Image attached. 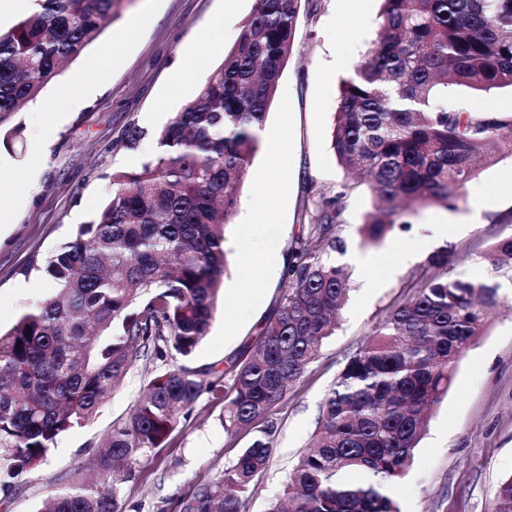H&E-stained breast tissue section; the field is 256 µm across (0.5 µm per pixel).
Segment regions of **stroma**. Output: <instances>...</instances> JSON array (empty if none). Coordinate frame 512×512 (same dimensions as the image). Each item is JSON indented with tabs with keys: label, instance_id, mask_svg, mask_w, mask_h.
Listing matches in <instances>:
<instances>
[{
	"label": "stroma",
	"instance_id": "1",
	"mask_svg": "<svg viewBox=\"0 0 512 512\" xmlns=\"http://www.w3.org/2000/svg\"><path fill=\"white\" fill-rule=\"evenodd\" d=\"M253 7L254 0H122L83 56L64 65L42 91L41 100L54 102L65 114L51 127L46 143L37 139L40 119L33 105L0 117L1 327H9L51 291L48 277L27 273L30 260L52 252L78 225L95 220L111 190L112 174L136 169L150 155L153 133L194 98ZM380 7V0H357L353 10L346 0H301L293 53L269 108L242 205L225 232L231 255L223 296L189 367L223 369L226 357L253 343L288 283L279 271L236 294L259 255V226L250 211L260 208L277 224L279 256L286 264L300 232L304 202L333 194L345 182L331 147L339 86L368 50ZM142 14L147 24L122 63L108 72L96 93L70 103L73 82L87 61L129 19ZM218 15L224 18L220 29L213 24ZM448 106L510 116L512 91L477 94L453 87ZM132 125L145 136L129 148L123 136ZM34 166L39 177L30 185L26 177ZM268 172L276 176L275 190L260 201L258 180ZM510 172L512 150L505 148L479 170L454 207L421 209L410 216L409 229L395 230L377 245L364 243L359 232L371 206L367 186L350 194L340 217L343 248L331 259L349 273L351 291L335 335L272 415L277 427L273 459L256 479L247 512H265L268 500L282 490L312 439L337 375L428 255L448 250L455 258L452 273L487 278L482 253L497 238L512 235V201L499 194L501 178ZM21 191L28 201L12 209L13 196ZM438 224L452 225L454 235L436 237ZM397 249L412 258L389 267L387 260ZM369 280L375 283L370 290L365 287ZM499 296L501 308L463 353L447 395L432 411L414 465L396 487L402 512H489L500 482L512 476V287L500 289ZM154 371L142 361L132 366L91 422L61 436L46 461L21 476L10 494L0 493V512H39L47 496L75 471H89L113 421L128 416ZM222 412V405L208 397L197 401L190 419L178 425L154 463L126 483V512H157L163 495L166 512H178L180 498L223 472L252 434L227 436L219 421Z\"/></svg>",
	"mask_w": 512,
	"mask_h": 512
}]
</instances>
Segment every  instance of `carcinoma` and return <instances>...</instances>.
<instances>
[{
    "instance_id": "cac0c4a2",
    "label": "carcinoma",
    "mask_w": 512,
    "mask_h": 512,
    "mask_svg": "<svg viewBox=\"0 0 512 512\" xmlns=\"http://www.w3.org/2000/svg\"><path fill=\"white\" fill-rule=\"evenodd\" d=\"M301 0H255L223 62L154 135L160 151L112 174L96 219L26 272L53 292L0 331V490L44 461L62 435L89 423L140 358L164 369L96 454V473L49 496L43 512H123L122 485L153 462L204 394L224 403V432L255 436L224 473L199 484L180 512H246L274 454L271 412L336 330L348 292L326 258L354 186L305 212L288 288L258 326L254 347L222 370L177 363L207 336L226 271L224 228L295 41ZM377 39L342 81L331 147L348 178H364L372 210L364 242L378 244L408 214L452 207L478 170L512 149V118L448 110V85L512 89V0H381ZM116 0H36L0 31V113L36 99L113 18ZM490 281L448 272L430 254L409 291L374 327L330 390L311 446L284 498L267 512H400L392 487L408 473L431 409L463 352L512 284V235L487 253ZM490 512H512V476Z\"/></svg>"
}]
</instances>
